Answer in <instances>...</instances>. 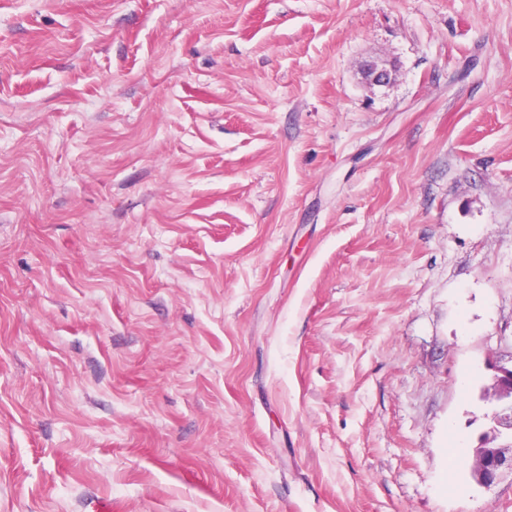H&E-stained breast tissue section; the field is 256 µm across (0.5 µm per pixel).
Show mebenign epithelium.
Segmentation results:
<instances>
[{"label": "benign epithelium", "instance_id": "7a95c632", "mask_svg": "<svg viewBox=\"0 0 512 512\" xmlns=\"http://www.w3.org/2000/svg\"><path fill=\"white\" fill-rule=\"evenodd\" d=\"M364 75L374 86H385L391 80L390 72L376 64L368 65ZM483 399L496 403V408L490 417V431L482 436L479 446L473 449L469 472L476 483L490 487L505 472L512 473V442L494 444L503 436L512 438V367L496 366L493 383L484 389Z\"/></svg>", "mask_w": 512, "mask_h": 512}]
</instances>
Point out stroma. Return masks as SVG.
<instances>
[{
  "instance_id": "1",
  "label": "stroma",
  "mask_w": 512,
  "mask_h": 512,
  "mask_svg": "<svg viewBox=\"0 0 512 512\" xmlns=\"http://www.w3.org/2000/svg\"><path fill=\"white\" fill-rule=\"evenodd\" d=\"M511 351L512 0H0V512H512ZM510 368L497 365L493 383L484 389L483 399L496 403L490 421V431L473 448L469 465L472 479L479 485L490 487L506 472L512 474V356ZM510 437V443L489 446L499 438Z\"/></svg>"
}]
</instances>
